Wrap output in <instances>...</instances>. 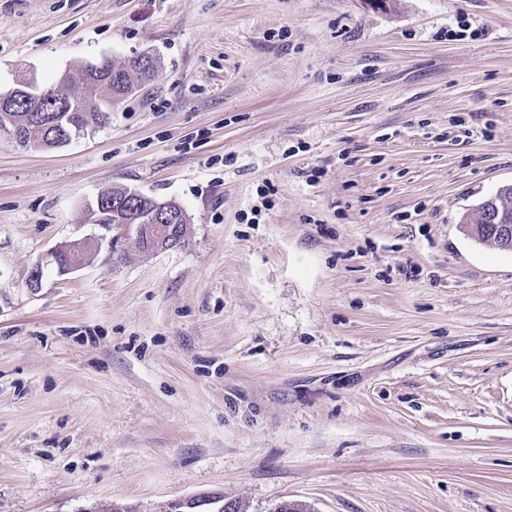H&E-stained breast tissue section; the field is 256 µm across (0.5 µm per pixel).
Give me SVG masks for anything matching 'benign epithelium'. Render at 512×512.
<instances>
[{
    "instance_id": "7a95c632",
    "label": "benign epithelium",
    "mask_w": 512,
    "mask_h": 512,
    "mask_svg": "<svg viewBox=\"0 0 512 512\" xmlns=\"http://www.w3.org/2000/svg\"><path fill=\"white\" fill-rule=\"evenodd\" d=\"M55 89L42 86L35 76L18 79L15 86L0 93V112L13 111L14 103L24 100L32 105L28 125L39 135L38 146L56 147L69 143L73 138L85 133L83 124L77 122L69 112L57 114L41 108L43 102L53 99ZM145 197L131 189L123 190L124 203L131 206L126 223L120 225L121 233L134 235L135 240L149 243L147 252L179 248L187 236L188 225L184 224L185 213L174 210L168 201H150L154 224L146 227L138 223L137 206ZM483 219L491 225L492 237L504 251H512V214L495 207H485L480 203ZM71 249L65 245L51 252V261L59 266L64 274L81 268L85 261L70 257Z\"/></svg>"
}]
</instances>
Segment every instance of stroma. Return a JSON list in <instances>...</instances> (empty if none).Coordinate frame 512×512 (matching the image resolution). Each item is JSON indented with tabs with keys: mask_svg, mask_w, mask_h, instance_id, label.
I'll list each match as a JSON object with an SVG mask.
<instances>
[{
	"mask_svg": "<svg viewBox=\"0 0 512 512\" xmlns=\"http://www.w3.org/2000/svg\"><path fill=\"white\" fill-rule=\"evenodd\" d=\"M142 54L67 146L0 133V512H512V252L460 228L512 182V0H0L2 93ZM113 185L188 247L115 263Z\"/></svg>",
	"mask_w": 512,
	"mask_h": 512,
	"instance_id": "1",
	"label": "stroma"
}]
</instances>
